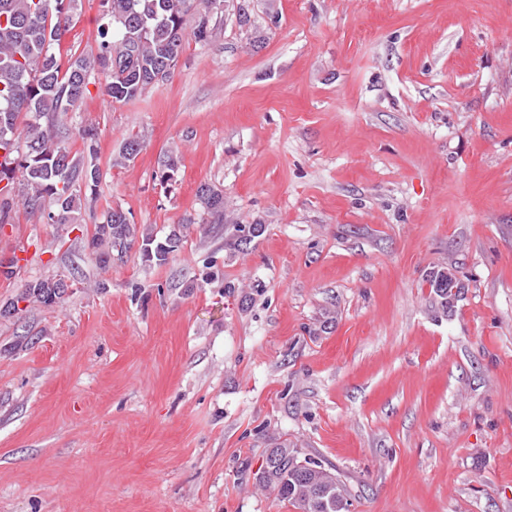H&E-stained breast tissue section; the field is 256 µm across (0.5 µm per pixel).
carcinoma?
Wrapping results in <instances>:
<instances>
[{"label":"carcinoma","mask_w":512,"mask_h":512,"mask_svg":"<svg viewBox=\"0 0 512 512\" xmlns=\"http://www.w3.org/2000/svg\"><path fill=\"white\" fill-rule=\"evenodd\" d=\"M79 2L0 0V156L7 158L0 162V232L11 223L17 204L43 224L78 225L83 212L95 211L100 169L92 157L97 130L79 128L88 154L73 153L65 145L64 117L83 99L95 75L103 78L100 89L114 102L136 99L158 81L169 80L187 35L204 44L215 41L218 27L212 20L223 13L219 5L226 0H101L97 49L63 59L55 48L73 25ZM141 150L139 138H128L116 164L134 159ZM179 167V152L168 151L160 159V182L175 181ZM197 197L208 223H224L221 190L204 182ZM138 237L146 257L161 264L182 241L175 228L162 241L150 232L140 233L123 210L109 207L96 218L90 246L105 265L110 249L123 250ZM428 281L441 305L448 307L452 277L438 269ZM65 294L59 278L30 281L3 313H17L19 303L32 299L58 303ZM294 458L296 451L286 445L271 449L263 482L300 512H349L346 490L334 469L310 461L302 471L295 468Z\"/></svg>","instance_id":"1"}]
</instances>
